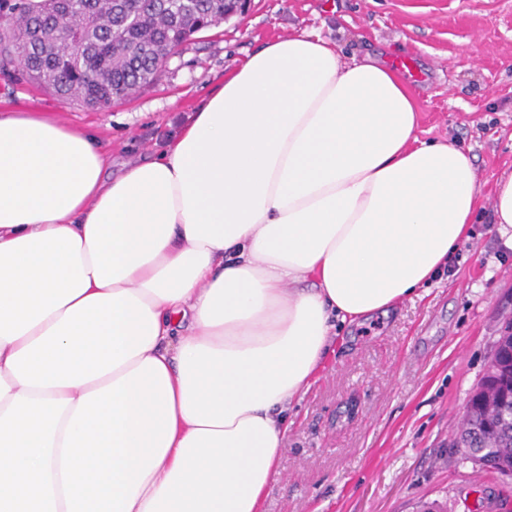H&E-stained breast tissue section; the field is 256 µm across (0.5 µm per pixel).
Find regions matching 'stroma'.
I'll list each match as a JSON object with an SVG mask.
<instances>
[{"label": "stroma", "mask_w": 512, "mask_h": 512, "mask_svg": "<svg viewBox=\"0 0 512 512\" xmlns=\"http://www.w3.org/2000/svg\"><path fill=\"white\" fill-rule=\"evenodd\" d=\"M305 32L345 59L406 62L418 135L470 147L482 186L469 238L387 315L341 325L289 412L264 512H512V478L475 466L451 440L512 319V247L491 232L493 178L512 169V0H251L200 33L158 80L105 112L0 75V111L53 112L92 130L113 169L161 151L209 91L279 36Z\"/></svg>", "instance_id": "obj_1"}]
</instances>
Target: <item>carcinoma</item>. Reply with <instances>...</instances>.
Returning <instances> with one entry per match:
<instances>
[{"label": "carcinoma", "mask_w": 512, "mask_h": 512, "mask_svg": "<svg viewBox=\"0 0 512 512\" xmlns=\"http://www.w3.org/2000/svg\"><path fill=\"white\" fill-rule=\"evenodd\" d=\"M0 70L67 102L105 110L153 84L194 35L224 21V0H0ZM492 407L471 396L453 447L486 466L512 467V322L481 380Z\"/></svg>", "instance_id": "obj_1"}]
</instances>
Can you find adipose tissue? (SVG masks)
<instances>
[{"label": "adipose tissue", "mask_w": 512, "mask_h": 512, "mask_svg": "<svg viewBox=\"0 0 512 512\" xmlns=\"http://www.w3.org/2000/svg\"><path fill=\"white\" fill-rule=\"evenodd\" d=\"M411 87L296 34L158 155L0 113V512H263L336 327L428 284L480 206Z\"/></svg>", "instance_id": "1"}]
</instances>
